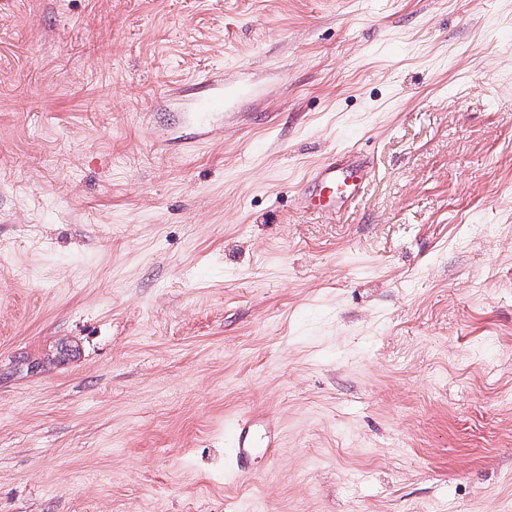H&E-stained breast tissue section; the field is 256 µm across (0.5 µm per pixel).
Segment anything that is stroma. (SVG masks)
I'll return each instance as SVG.
<instances>
[{
  "label": "stroma",
  "instance_id": "stroma-1",
  "mask_svg": "<svg viewBox=\"0 0 512 512\" xmlns=\"http://www.w3.org/2000/svg\"><path fill=\"white\" fill-rule=\"evenodd\" d=\"M0 512H512V0H0ZM198 80L213 86L209 94L189 100V110L197 120L201 136L205 138L222 132L220 126L211 125V119L215 114L224 110L226 99L233 96L235 89L230 85H225L224 76L220 74H207ZM364 177L363 163L354 152H346L318 166L308 177L318 201L313 209L319 214L348 210L358 200ZM277 421L267 412L254 410L236 420L230 431L237 467L252 456L256 448H264L273 456L278 447Z\"/></svg>",
  "mask_w": 512,
  "mask_h": 512
}]
</instances>
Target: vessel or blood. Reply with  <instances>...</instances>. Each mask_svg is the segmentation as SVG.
I'll return each instance as SVG.
<instances>
[{
	"mask_svg": "<svg viewBox=\"0 0 512 512\" xmlns=\"http://www.w3.org/2000/svg\"><path fill=\"white\" fill-rule=\"evenodd\" d=\"M205 83L211 84L209 94L190 100L189 109L197 120L202 136L216 133L211 120L224 109L226 99L234 94L232 86L226 85L223 75H204ZM313 185L316 203L314 209L320 214L345 211L358 200L365 182L364 166L352 152L332 158L318 166L309 177ZM277 422L267 412L255 410L236 420L230 431L237 463H244L256 449L275 453L278 446Z\"/></svg>",
	"mask_w": 512,
	"mask_h": 512,
	"instance_id": "1",
	"label": "vessel or blood"
}]
</instances>
